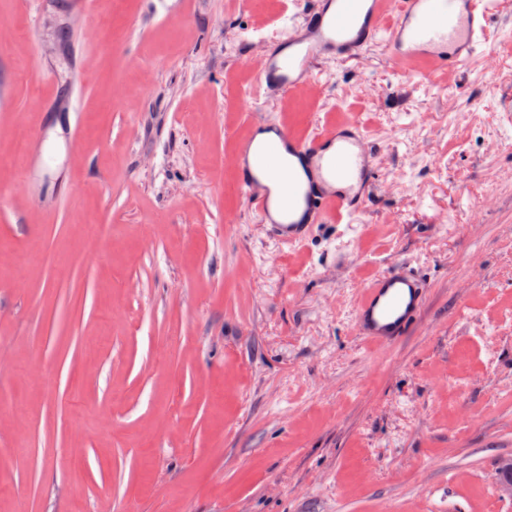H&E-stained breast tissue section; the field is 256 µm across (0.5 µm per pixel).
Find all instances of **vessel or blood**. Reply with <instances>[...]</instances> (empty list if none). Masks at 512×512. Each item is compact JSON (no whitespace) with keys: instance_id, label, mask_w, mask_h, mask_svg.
Listing matches in <instances>:
<instances>
[{"instance_id":"vessel-or-blood-1","label":"vessel or blood","mask_w":512,"mask_h":512,"mask_svg":"<svg viewBox=\"0 0 512 512\" xmlns=\"http://www.w3.org/2000/svg\"><path fill=\"white\" fill-rule=\"evenodd\" d=\"M493 9L494 0H314L303 20L267 47L257 79L286 94L311 85L320 60L356 59L382 39L394 59L427 61L420 77L429 81L485 51ZM278 134V141L262 145L246 137L239 153V185L277 240L305 243L313 225L365 210L379 158L358 121L313 138L284 127ZM426 293L425 280L403 267L380 275L358 305L359 334L391 344L417 319Z\"/></svg>"}]
</instances>
